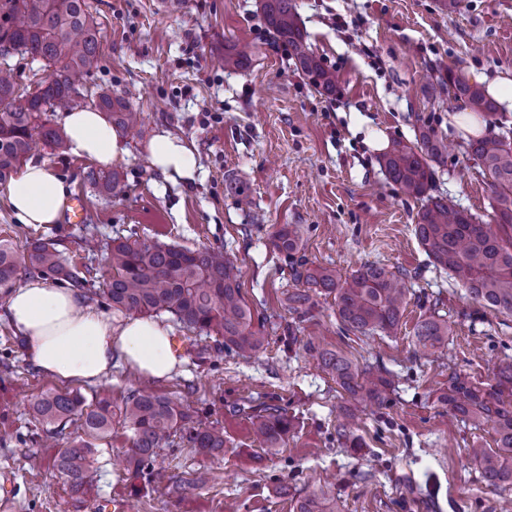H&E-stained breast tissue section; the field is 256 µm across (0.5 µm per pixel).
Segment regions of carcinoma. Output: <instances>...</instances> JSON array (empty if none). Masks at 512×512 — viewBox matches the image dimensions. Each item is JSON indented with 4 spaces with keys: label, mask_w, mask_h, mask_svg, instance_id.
<instances>
[{
    "label": "carcinoma",
    "mask_w": 512,
    "mask_h": 512,
    "mask_svg": "<svg viewBox=\"0 0 512 512\" xmlns=\"http://www.w3.org/2000/svg\"><path fill=\"white\" fill-rule=\"evenodd\" d=\"M265 24L278 41L288 44L296 69L310 77L318 91L336 94L338 76L325 68L309 50L301 28L295 0H260ZM101 27L90 10L89 0H0V58L14 54L30 57L53 69V78L37 83L32 92L19 91L7 68H0V185L27 160L36 141L61 153L66 149L63 130L45 115L94 107L108 113L117 130L133 127L138 113L131 111L124 96L102 90L94 95L84 87L86 77L98 67ZM250 61L246 48L224 47L221 62L230 72L245 69ZM448 88V103L486 118L499 106L484 88L453 69L438 78ZM467 154L488 178L491 192L490 220L460 209L431 194L433 165L448 156V141L427 124L416 131L415 141H391L382 153L381 166L387 179L407 197L422 202L414 233L436 266L448 271L466 288L473 301L497 313L512 316V140L507 136L471 139ZM102 194H111L120 184L116 172L103 175L93 169L86 174ZM302 232L298 224H285L271 234V244L292 261L291 276L299 287L288 292V311L303 322L313 317L315 297L334 298L341 329L355 335L395 332L411 295L412 276L384 264L366 263L342 278L336 271L312 266L300 255ZM106 288L102 293L112 309L127 315L172 314L182 328L220 339L219 345L242 357H251L267 337L256 329L237 276L236 259L220 249H189L158 241L114 239L107 253ZM70 280L94 286L64 263L48 242L25 239L23 247L0 240V299L5 298L28 275ZM448 319L433 310L414 327L417 347L433 350L448 344ZM317 360L336 378L348 395L351 407L343 410L336 427L338 440L350 442L352 409L380 406L391 388L383 372L360 369L338 352L323 350ZM437 402L448 407L456 419L477 427L492 423L495 447L475 444L470 456L478 465L482 481L491 487L512 486V363L501 371L498 382L485 385L458 371L448 374V386ZM38 420L64 429L79 415L81 429L99 438L112 426V400L95 397L91 403L78 392H53L33 405ZM123 422L132 432L128 456L134 473L152 476L150 465L171 434L186 426L188 444L205 456L224 453V428L195 421L194 415L170 397L139 391L120 408ZM256 439L276 448L290 429L286 412L265 406L252 417ZM96 448L84 439L73 440L53 459V467L75 493L91 485V463ZM296 512H339L335 496L323 488L302 498Z\"/></svg>",
    "instance_id": "obj_1"
}]
</instances>
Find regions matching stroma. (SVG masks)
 I'll return each mask as SVG.
<instances>
[{
    "label": "stroma",
    "mask_w": 512,
    "mask_h": 512,
    "mask_svg": "<svg viewBox=\"0 0 512 512\" xmlns=\"http://www.w3.org/2000/svg\"><path fill=\"white\" fill-rule=\"evenodd\" d=\"M102 27L99 66L90 91L131 93L140 132L114 171L120 185L106 197L87 182L91 163L48 147L33 152L72 185L85 205L82 223L23 229L0 185V239L20 234L54 243L76 267L106 274L105 253L87 251L115 237L158 240L190 249L221 248L242 270V294L268 343L242 358L218 349L214 338L158 321L181 340L180 368L166 380L144 381L127 368L81 386L85 396H111L121 405L142 387L172 397L198 420L224 428V452L207 457L177 433L154 462L161 478L128 470L130 431L120 413L99 450L90 490L73 493L52 467L54 455L81 436L40 424L33 404L62 390L26 360L0 309V487L10 512H100L121 499L130 512H293L296 501L329 478L343 512H500L511 488L486 486L469 455L492 444L491 424L474 428L448 415L436 398L456 369L486 384L512 363V317L481 309L436 268L414 236L419 204L401 195L379 165L392 139L411 141L420 123L448 140V159L436 167V189L457 207L489 212L490 190L466 153L447 94L431 82L452 68L470 80L512 72V0H296L312 51L341 82L335 95L318 92L296 71L287 45L274 41L259 0H186L179 11L159 0H89ZM345 19L338 27L337 19ZM255 50L252 64L230 73L218 60L228 43ZM166 130L184 140L198 161L193 179L172 180L152 168L150 138ZM249 185L263 224L251 223L230 195L227 174ZM300 225L303 254L315 266L346 275L364 263L413 274L412 296L391 335L340 330L332 298L318 297L314 316L289 331L288 258L269 238ZM439 310L452 328L447 348L414 346L422 315ZM349 358L358 367L388 370L395 387L380 409L360 413L354 434L362 445L336 439L346 394L307 351V343ZM277 405L291 421L285 441H256L252 408Z\"/></svg>",
    "instance_id": "obj_1"
}]
</instances>
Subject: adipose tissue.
I'll list each match as a JSON object with an SVG mask.
<instances>
[{
  "mask_svg": "<svg viewBox=\"0 0 512 512\" xmlns=\"http://www.w3.org/2000/svg\"><path fill=\"white\" fill-rule=\"evenodd\" d=\"M62 126L74 156L108 167L127 152L105 113L66 112ZM147 151L152 167L172 179L192 177L197 167L193 150L167 131L154 135ZM70 194V183L46 162L34 159L18 169L5 191L17 222L30 227L58 223ZM5 313L25 342L28 363L65 383L100 382L120 364L144 378L163 380L180 365L172 351L169 327L137 316L114 323L73 288L32 279L10 294Z\"/></svg>",
  "mask_w": 512,
  "mask_h": 512,
  "instance_id": "adipose-tissue-1",
  "label": "adipose tissue"
}]
</instances>
